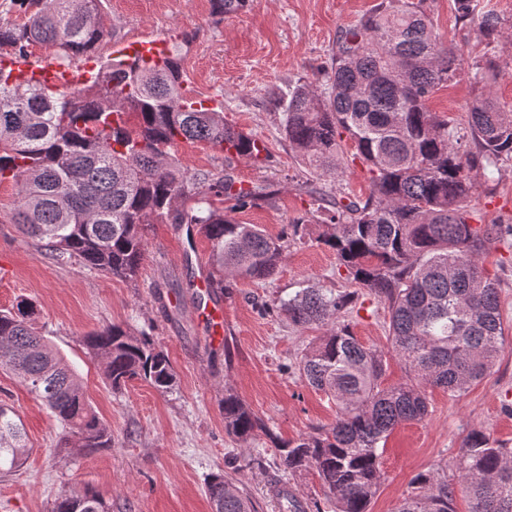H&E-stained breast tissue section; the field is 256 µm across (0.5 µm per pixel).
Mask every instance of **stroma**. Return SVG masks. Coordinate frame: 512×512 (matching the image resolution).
<instances>
[{
	"label": "stroma",
	"instance_id": "obj_1",
	"mask_svg": "<svg viewBox=\"0 0 512 512\" xmlns=\"http://www.w3.org/2000/svg\"><path fill=\"white\" fill-rule=\"evenodd\" d=\"M378 0H249L235 14L217 17L210 0H101L110 32L100 47L138 31L179 46L188 96L218 95L230 123L258 138L268 157L261 162H225L203 143L174 144L170 153L195 170L229 168L236 180L273 185L268 204L236 212V220L279 236L290 224L306 225L304 239L289 242L277 274L239 283L223 297L224 337L191 315L199 298L189 285L197 265H210L203 237L187 244L185 229L152 224L137 282L104 276L70 261L43 256L11 224V183L0 184V311L21 299L36 305V324L50 345L76 366L99 418L112 431L108 448H62L50 412L15 375L0 371V403L12 408L26 431L29 453L18 471L0 474V512H51L65 490L92 489L111 502L112 512H211L205 483L224 473L252 500L256 512H282L276 486L287 487L307 512H334L315 471L289 472L279 465L277 443L331 426L336 406L305 382L296 365L326 329L293 325L279 299L315 286L354 295L344 322L363 344L388 351L387 303L356 287L337 270L336 256L318 240L315 192L363 198L371 175L360 162L344 159L341 172L310 175L282 133V113L271 95L297 81H316L318 65L330 59L341 28L368 15ZM427 13L445 43L461 50L465 71L430 96L432 111L464 124L474 93L468 71L486 50L477 23L462 20L454 0H427ZM476 224L512 227V161L499 164L490 184H479L467 202ZM489 277L499 284L504 349L492 371L466 392L451 396L428 389L429 412L420 422L397 427L382 455V479L369 512H392L413 478L440 467L454 474L455 462L473 434L512 448V237L483 254ZM118 324L150 334L168 355L175 389L158 392L134 380L115 392L83 339ZM237 395L262 421L266 432L247 441L228 435L219 401Z\"/></svg>",
	"mask_w": 512,
	"mask_h": 512
}]
</instances>
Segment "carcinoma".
Returning <instances> with one entry per match:
<instances>
[{"label":"carcinoma","instance_id":"cac0c4a2","mask_svg":"<svg viewBox=\"0 0 512 512\" xmlns=\"http://www.w3.org/2000/svg\"><path fill=\"white\" fill-rule=\"evenodd\" d=\"M248 0H211L218 15ZM426 0H379L371 14L340 30L324 88L298 83L274 99L283 110L289 146L314 172L342 167V137L372 173L359 202L318 197L319 242L336 252L347 277L388 303L394 355L410 382L384 387L385 357L364 346L342 313L355 293L302 288L281 301L291 322L328 327L306 350L298 370L336 401V423L278 446L280 466L316 471L336 512H369L381 481L380 443L399 424L428 413L426 388L465 392L495 366L504 322L496 280L479 256L499 239V225L471 224L464 203L475 175L512 160V112L487 86L501 71L495 56L473 65L477 93L468 105L470 146L447 118L432 112L434 90L456 78L464 58L433 32ZM21 23L0 25V48L20 55L48 45L68 64L95 52L105 37L100 0H12ZM464 20L478 21L489 43L504 36L502 18L481 0H455ZM205 142L225 158L259 162L261 141L189 98L181 58L141 66L112 59L81 89L20 84L0 71V182L16 188L10 221L51 258L68 256L88 270L135 280L146 252L148 224H192L211 243V262L225 274L219 289L276 275L287 248L232 213L272 199V186H244L227 170L196 171L169 156L178 141ZM228 202L226 208L214 201ZM23 300L0 311V369L14 372L61 427L59 447H112V432L85 396L74 366L32 323ZM112 389L141 379L161 392L175 383L168 356L142 332L120 325L85 337ZM224 428L246 439L265 424L229 391L220 400ZM23 425L0 404V473L23 464ZM418 474L395 512H455L465 493L471 512H512V451L472 438L456 465ZM212 512H256L222 473L210 476ZM52 512H112L88 489L65 492Z\"/></svg>","mask_w":512,"mask_h":512}]
</instances>
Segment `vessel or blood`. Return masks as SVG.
<instances>
[{"mask_svg": "<svg viewBox=\"0 0 512 512\" xmlns=\"http://www.w3.org/2000/svg\"><path fill=\"white\" fill-rule=\"evenodd\" d=\"M115 53L127 57L128 60L141 64H150L162 59L168 52L164 40L144 35L136 40L115 46ZM0 68L11 72L20 81L50 85L67 90L88 84L97 68L94 58H87L84 63L63 65L53 54H45L38 59H24L14 55L0 57ZM194 286L201 296L197 309L198 316L209 324L213 335L224 332V303L212 286L207 269H198L194 276Z\"/></svg>", "mask_w": 512, "mask_h": 512, "instance_id": "obj_1", "label": "vessel or blood"}]
</instances>
